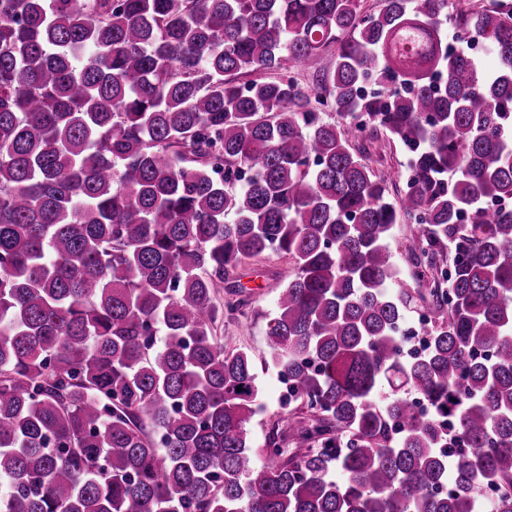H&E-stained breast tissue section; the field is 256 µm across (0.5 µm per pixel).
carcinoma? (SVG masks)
Wrapping results in <instances>:
<instances>
[{
	"label": "carcinoma",
	"mask_w": 512,
	"mask_h": 512,
	"mask_svg": "<svg viewBox=\"0 0 512 512\" xmlns=\"http://www.w3.org/2000/svg\"><path fill=\"white\" fill-rule=\"evenodd\" d=\"M381 131L396 202L352 146ZM510 199L509 0H0V512H512ZM268 254L302 414L259 449L213 290ZM365 155L369 158L371 165L383 171L389 170L393 175V185H389V194L397 198L396 189L401 191L407 177V151L404 146L396 140H391L386 135L379 139L363 141ZM413 234L412 227L410 224H396L392 236L389 240V245L394 253V260L398 271L397 282L392 284L393 287H397V283L403 282L412 288L418 287L411 279V271L408 265V257L404 251V244L408 238ZM411 316L408 319H413L410 323L404 325L403 332L407 336L405 350L407 353H420L424 350L426 344V336L423 329L427 324V318L418 316Z\"/></svg>",
	"instance_id": "cac0c4a2"
}]
</instances>
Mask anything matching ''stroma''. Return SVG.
<instances>
[{
    "label": "stroma",
    "mask_w": 512,
    "mask_h": 512,
    "mask_svg": "<svg viewBox=\"0 0 512 512\" xmlns=\"http://www.w3.org/2000/svg\"><path fill=\"white\" fill-rule=\"evenodd\" d=\"M365 154L371 165L391 171L394 189H403L407 177V151L398 141L380 137L365 141ZM293 273L288 258L271 255L262 260L244 261L238 269V285L216 290L218 303L240 300L241 313L224 316L215 325L214 334L225 349L248 351L255 364L263 408L249 421L247 428L256 444H263L274 422L284 413V387L269 361L266 343L267 323L276 311L277 284L287 282Z\"/></svg>",
    "instance_id": "1"
}]
</instances>
